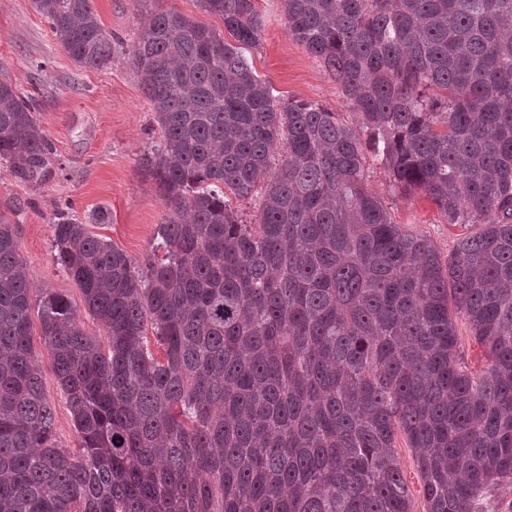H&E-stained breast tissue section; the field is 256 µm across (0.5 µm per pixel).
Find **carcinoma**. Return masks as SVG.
<instances>
[{"instance_id":"obj_1","label":"carcinoma","mask_w":512,"mask_h":512,"mask_svg":"<svg viewBox=\"0 0 512 512\" xmlns=\"http://www.w3.org/2000/svg\"><path fill=\"white\" fill-rule=\"evenodd\" d=\"M198 2L233 42L163 9L132 44L162 129V257L139 271L68 213L54 224L57 264L109 334L105 349L66 298L39 300L74 451L54 437L0 212V512H412L399 433L426 512H478L512 479V0H283L349 122L280 105L252 71L254 0ZM32 3L78 66L111 64L90 0ZM51 154L0 82V160L38 182ZM376 160L463 229L448 256L365 186ZM226 188L255 198V223ZM224 192V201L238 214L243 224H253L258 216L255 199H239L227 188L224 189ZM394 449L400 459L403 476L412 495L414 504L413 512H425L426 502L420 475L414 463L410 448H407L405 440L400 434L396 436Z\"/></svg>"}]
</instances>
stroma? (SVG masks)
<instances>
[{
	"label": "stroma",
	"mask_w": 512,
	"mask_h": 512,
	"mask_svg": "<svg viewBox=\"0 0 512 512\" xmlns=\"http://www.w3.org/2000/svg\"><path fill=\"white\" fill-rule=\"evenodd\" d=\"M91 4L112 36V64L103 70L76 66L31 0H0V81L32 96L34 115L53 147V175L39 183L16 178L8 163L0 162V208L8 203L17 207L11 221L18 226L34 299L48 292L64 296L81 326L103 342L106 328L85 310L77 283L54 259L56 213L66 208L83 220L106 210L107 223L89 225V232L126 252L136 269L152 259L165 208L146 158L162 130L141 89L132 43L150 14L162 9H177L217 30L223 22L202 12L197 0H91ZM255 6L263 22L262 44L260 50H246L245 57L252 70L270 83L280 103L309 100L348 112L335 78L290 34L282 0H255ZM367 186L383 198L395 223L428 236L441 254L453 249L458 228L448 226L424 194H399L380 164L371 169ZM32 346L42 367L57 443L75 447L74 421L53 374L52 354L40 336H33Z\"/></svg>",
	"instance_id": "1"
}]
</instances>
